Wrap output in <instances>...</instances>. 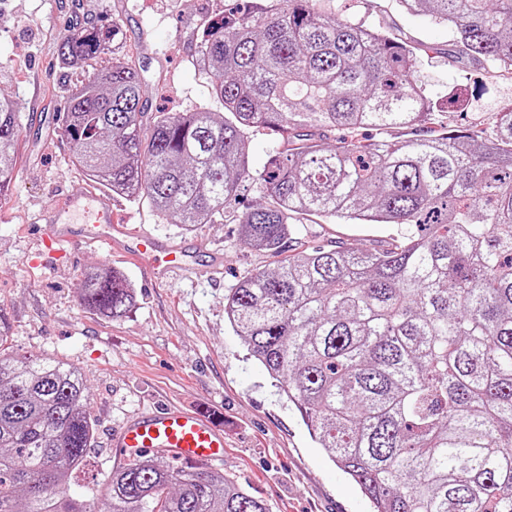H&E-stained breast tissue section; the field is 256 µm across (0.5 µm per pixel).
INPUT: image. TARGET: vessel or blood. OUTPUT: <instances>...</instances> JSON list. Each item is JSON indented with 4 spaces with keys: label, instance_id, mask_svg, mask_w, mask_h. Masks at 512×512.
I'll list each match as a JSON object with an SVG mask.
<instances>
[{
    "label": "vessel or blood",
    "instance_id": "obj_1",
    "mask_svg": "<svg viewBox=\"0 0 512 512\" xmlns=\"http://www.w3.org/2000/svg\"><path fill=\"white\" fill-rule=\"evenodd\" d=\"M108 192L65 194L39 214L44 241L64 246L77 241L101 244L109 252L134 259L160 279L176 268L192 267L191 250L146 234L121 223ZM113 447L132 453L165 452L187 463L220 455L224 429L214 417L193 409L172 407L144 413L126 422L112 437Z\"/></svg>",
    "mask_w": 512,
    "mask_h": 512
}]
</instances>
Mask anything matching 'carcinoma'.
<instances>
[{
	"instance_id": "cac0c4a2",
	"label": "carcinoma",
	"mask_w": 512,
	"mask_h": 512,
	"mask_svg": "<svg viewBox=\"0 0 512 512\" xmlns=\"http://www.w3.org/2000/svg\"><path fill=\"white\" fill-rule=\"evenodd\" d=\"M448 24L462 54L512 75V0H397ZM116 25L78 27L60 62L112 54L73 92L64 134L74 160L112 193L152 205L186 231L224 223L245 182L266 204L238 219V241L283 253L303 215L408 224L374 251L297 243L274 271L224 295L227 319L280 385L371 512H512V107L487 126L430 136L436 102L414 48L272 0L208 23L197 62L224 115L199 105L153 112ZM383 133L365 144L356 132ZM350 133L338 145L332 130ZM405 129L395 141L385 134ZM21 130L0 96V192ZM282 137L253 172L247 135ZM81 305L120 318L136 303L124 275L83 274ZM0 512H270L219 471L134 456L102 498L77 499L72 473L95 424L75 366L1 353Z\"/></svg>"
}]
</instances>
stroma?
I'll use <instances>...</instances> for the list:
<instances>
[{
  "mask_svg": "<svg viewBox=\"0 0 512 512\" xmlns=\"http://www.w3.org/2000/svg\"><path fill=\"white\" fill-rule=\"evenodd\" d=\"M235 0H0V93L24 115L18 159L0 195V321L8 344L22 354L57 358L79 368L96 425L88 464L70 493L88 498L128 456L111 448L112 432L128 419L164 405L216 406L224 413V452L197 463L220 470L272 512H371L359 488L338 469L282 396L264 367L250 357L224 313V296L256 270L276 268L280 255L240 245L236 220L261 193L239 194L221 224L187 232L160 219L145 202L118 199L115 210L131 227L176 245L195 243L220 255L223 271L150 279L132 260L102 245L73 244L43 252L38 213L60 192H84L90 181L73 163L62 120L81 82L112 64L111 57L62 69L58 48L74 21L116 24L135 59L153 106L183 112L198 104L223 106L196 63L200 28L232 9ZM318 10L390 32L422 46L421 77L439 102L458 103L440 124L465 130L512 105V79L488 75L457 53L447 26L401 10L396 0H317ZM404 224H343L302 216L300 236L362 250L405 234ZM97 264L121 271L137 293L135 308L112 320L80 304L81 274Z\"/></svg>",
  "mask_w": 512,
  "mask_h": 512,
  "instance_id": "1",
  "label": "stroma"
}]
</instances>
